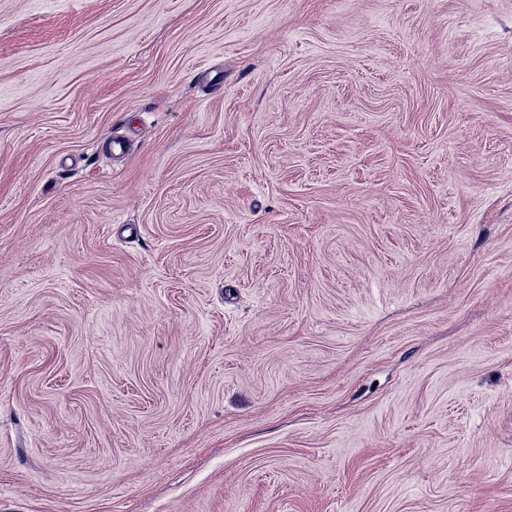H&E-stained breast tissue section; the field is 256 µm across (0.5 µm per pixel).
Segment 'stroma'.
I'll use <instances>...</instances> for the list:
<instances>
[{
	"label": "stroma",
	"instance_id": "35a3bbf8",
	"mask_svg": "<svg viewBox=\"0 0 512 512\" xmlns=\"http://www.w3.org/2000/svg\"><path fill=\"white\" fill-rule=\"evenodd\" d=\"M0 512H512V0H0Z\"/></svg>",
	"mask_w": 512,
	"mask_h": 512
}]
</instances>
